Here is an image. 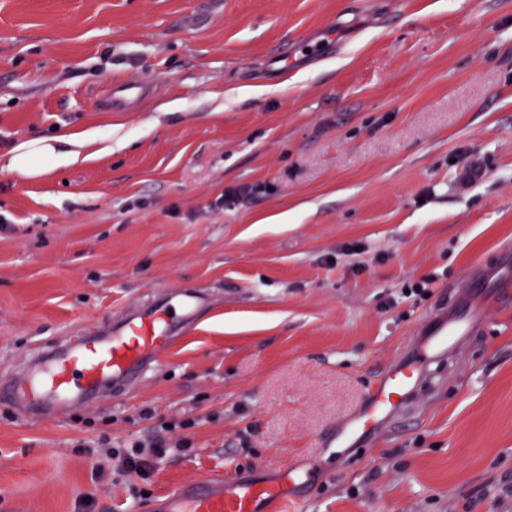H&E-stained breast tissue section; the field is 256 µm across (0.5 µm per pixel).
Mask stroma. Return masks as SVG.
<instances>
[{
    "mask_svg": "<svg viewBox=\"0 0 512 512\" xmlns=\"http://www.w3.org/2000/svg\"><path fill=\"white\" fill-rule=\"evenodd\" d=\"M125 81L150 88L102 108ZM65 130L112 150L0 168V382L157 293L209 306L119 396L50 421L0 403V512H147L187 481L296 464L289 512H512V301L440 392L351 454L320 445L512 244V0H0V157L66 150ZM164 423L188 446L149 478L89 454ZM59 140L68 143L71 149L58 153L53 144L43 140L21 142L5 159V167L24 176L38 177L44 175L50 168L85 161L101 151L112 149L111 143L104 145L100 150H94L96 143H102L94 134L82 137L63 134L59 136Z\"/></svg>",
    "mask_w": 512,
    "mask_h": 512,
    "instance_id": "35a3bbf8",
    "label": "stroma"
}]
</instances>
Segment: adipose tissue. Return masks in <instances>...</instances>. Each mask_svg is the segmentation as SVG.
<instances>
[{"instance_id": "adipose-tissue-1", "label": "adipose tissue", "mask_w": 512, "mask_h": 512, "mask_svg": "<svg viewBox=\"0 0 512 512\" xmlns=\"http://www.w3.org/2000/svg\"><path fill=\"white\" fill-rule=\"evenodd\" d=\"M65 143L69 149L66 152H57L54 145L42 140H30L19 143L10 152L5 160L7 169L16 171L28 177L44 175L49 169L75 164L94 156V146L97 142L95 135L88 134L82 137L65 136Z\"/></svg>"}]
</instances>
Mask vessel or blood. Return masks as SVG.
<instances>
[{"label":"vessel or blood","instance_id":"b4317fda","mask_svg":"<svg viewBox=\"0 0 512 512\" xmlns=\"http://www.w3.org/2000/svg\"><path fill=\"white\" fill-rule=\"evenodd\" d=\"M145 85L112 87L107 103L118 110L140 99ZM493 274L474 261L452 302L427 315L411 345L381 372L363 410L337 427L332 442L344 446L376 433L414 403L434 364L456 358L481 327ZM208 300L186 287L101 323L78 327L74 341L44 349L24 377L0 389V402L20 406L34 418L51 419L97 395L133 384L162 363L165 352L192 325ZM303 475L282 472L279 480L213 477L187 482L152 504L153 512H280L287 498H300Z\"/></svg>","mask_w":512,"mask_h":512}]
</instances>
